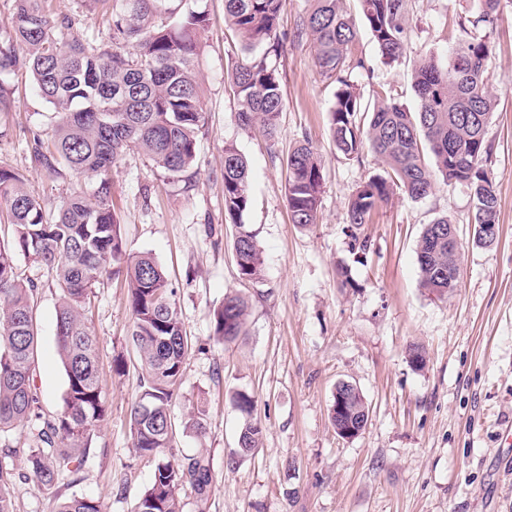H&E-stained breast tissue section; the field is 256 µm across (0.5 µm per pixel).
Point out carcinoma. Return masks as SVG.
<instances>
[{
  "instance_id": "cac0c4a2",
  "label": "carcinoma",
  "mask_w": 512,
  "mask_h": 512,
  "mask_svg": "<svg viewBox=\"0 0 512 512\" xmlns=\"http://www.w3.org/2000/svg\"><path fill=\"white\" fill-rule=\"evenodd\" d=\"M7 21L11 36L0 45V75L25 70L41 98L57 114L51 140L34 136L35 162L48 174L68 171L95 180L90 194L72 193L60 209L46 211L25 187L24 178L0 166V203L6 206L7 232L0 236V433L37 419V445L25 448L30 479L54 487L75 473L90 449L91 432L105 420L98 383L97 340L86 317L91 288L107 275L122 276L132 315L131 337L141 363V395L130 410L133 448L154 461L150 486L136 512H182L180 491L190 486L204 500L212 482L202 452L174 457L170 452L171 401L180 388L191 338L165 268L151 255L127 252L112 205L109 171L127 150L148 156L172 181L197 185V140L207 125L200 78L199 34L209 25L204 10L185 0H90L110 16L112 48L67 37L71 19L47 9V0H14ZM302 21L310 31L320 75L338 84L330 111L336 149L350 160L371 151L384 164L349 201L347 223L365 224L371 212L401 190L413 199L433 193L437 182L464 183L475 200V223L498 225L491 145L485 134L494 107L487 82L493 53L486 40L468 30L498 15L500 0H482L477 18L459 21L467 36L444 57L421 58L412 73L414 111L398 104L391 91L374 92L365 107L344 76L350 68L355 24L341 0H311ZM365 25L390 65L405 51L408 0H360ZM282 0H224V22L239 43L241 57L229 74L239 102L237 122L271 137L283 111L276 68L267 63L278 52ZM286 197L292 223H317L323 174L307 143L286 159ZM224 223L235 228L233 257L240 278L257 279L262 270L256 235L244 223L250 209L249 162L232 143L224 144ZM448 217L427 225L417 244L420 284L440 298L448 296ZM28 252L55 275L60 298L56 312L57 353L66 376L63 410L39 413L35 389L38 285L23 277L15 254ZM247 303L228 292L213 313L214 337L224 344L245 333ZM369 414L359 389H352L346 413L331 421L336 430ZM262 429L248 421L237 437V454L259 447ZM0 458V512H14L11 473ZM55 512H104L90 497L57 500Z\"/></svg>"
}]
</instances>
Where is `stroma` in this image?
Masks as SVG:
<instances>
[{
    "label": "stroma",
    "instance_id": "obj_1",
    "mask_svg": "<svg viewBox=\"0 0 512 512\" xmlns=\"http://www.w3.org/2000/svg\"><path fill=\"white\" fill-rule=\"evenodd\" d=\"M209 13L201 34L200 69L208 116L199 134V184L183 191L141 154L131 151L113 166L112 204L127 249L149 253L166 269L182 310L192 349L181 388L170 406L172 451L204 450L212 464L205 507L191 488L181 492L183 512H512V0L480 27L493 47L489 82L496 97L486 139L493 146L499 235L490 246L473 240V201L461 183L438 184L414 200L395 193L367 224L346 222L356 189L381 172L372 154L346 159L330 135L336 85L320 76L312 40L300 23L310 0H283V45L274 63L284 109L275 140L241 128L238 102L228 83L240 51L224 25V0H191ZM344 7L360 32L352 49L365 66L349 72L363 99L392 89L405 108L416 105L411 76L419 58L445 53L458 39V17H473L480 0H409L406 51L384 65L363 28L359 0ZM12 100L0 112V166L19 171L46 209H58L71 191L91 190L89 177L48 175L32 159L33 135H50L54 114L19 71L0 76ZM309 143L324 175L317 224H292L283 164L298 144ZM232 143L250 165L251 207L245 224L263 257L259 279L242 280L233 259V232L224 223L221 162ZM448 216L461 242L460 280L444 299L420 286L416 248L426 225ZM368 241L359 253L354 238ZM16 262L39 287L40 342L35 385L43 414L63 408L65 372L54 339L59 292L51 273L33 256ZM346 277L336 274L337 267ZM248 303L246 334L223 345L213 336L212 311L226 291ZM89 318L98 342V373L107 417L92 436L75 476L42 490L27 477L24 456H14L15 512H53L72 494L99 500L106 512H134L154 463L132 446L130 408L141 394L131 313L122 280L95 285ZM426 352L424 368L409 360L411 346ZM127 368L116 372L115 359ZM349 381L370 406L358 437L337 435L330 417L338 382ZM245 392L256 400L251 417L262 428L258 448L234 467L245 414L232 401ZM204 402L207 430L196 435L188 413Z\"/></svg>",
    "mask_w": 512,
    "mask_h": 512
}]
</instances>
